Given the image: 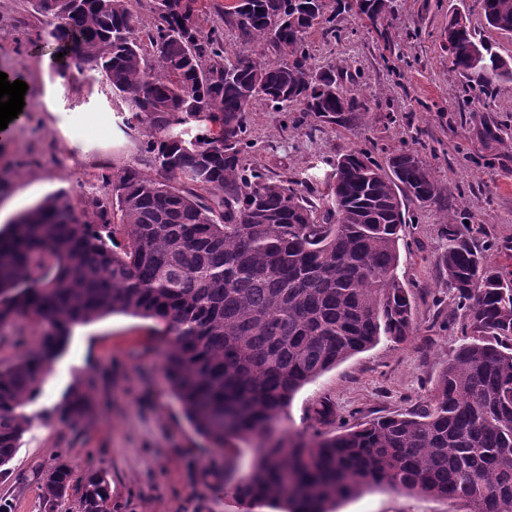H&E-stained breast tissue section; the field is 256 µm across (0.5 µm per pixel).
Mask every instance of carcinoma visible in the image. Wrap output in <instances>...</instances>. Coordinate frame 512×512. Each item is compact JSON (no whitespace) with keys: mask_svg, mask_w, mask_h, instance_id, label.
Returning a JSON list of instances; mask_svg holds the SVG:
<instances>
[{"mask_svg":"<svg viewBox=\"0 0 512 512\" xmlns=\"http://www.w3.org/2000/svg\"><path fill=\"white\" fill-rule=\"evenodd\" d=\"M45 35L112 89L123 129L142 133L143 162L128 164L83 219L59 191L0 229V325L45 324L38 350L0 368V475L10 472L33 422L25 408L76 324L108 314L152 319L165 344L161 372L185 419L218 448L260 438L304 385L385 337L414 331L413 294L399 278L409 203L439 197L419 153L381 164L362 148L338 155L324 207L299 182L243 158L249 112L261 99L339 127L371 106L308 64V38L338 36L327 0H234L226 12L241 49L200 26L198 0H32ZM486 25L512 33V0H480ZM343 10L388 32L397 0H343ZM451 71L490 95L512 66L471 26L448 22ZM264 40L275 59L253 56ZM216 126L191 134L194 126ZM119 219L123 245L107 231ZM440 267L464 310L463 340L425 408L332 437L261 448L250 475L226 489L271 512H335L363 487L387 486L459 501L465 512H512V278L487 265L455 224ZM91 381L55 407L62 423L91 411ZM48 512L77 492L78 512H111L106 473L74 477L60 459L44 476Z\"/></svg>","mask_w":512,"mask_h":512,"instance_id":"cac0c4a2","label":"carcinoma"}]
</instances>
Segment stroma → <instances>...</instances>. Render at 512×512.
Wrapping results in <instances>:
<instances>
[{"label":"stroma","mask_w":512,"mask_h":512,"mask_svg":"<svg viewBox=\"0 0 512 512\" xmlns=\"http://www.w3.org/2000/svg\"><path fill=\"white\" fill-rule=\"evenodd\" d=\"M457 11L512 64V35L486 27L479 0H398L391 39L347 11L336 18L339 37L309 39L311 65L345 71V85L371 103L365 124L341 128L253 104L246 164L277 179L312 174L308 196L322 192L333 161L351 148L374 150L379 159L418 151L441 189L437 201L411 206L414 221L403 229L398 275L415 297L414 333L399 343L380 341L302 387L274 437L333 435L429 403L462 336V315L439 266L443 225L467 224L477 247L491 246L493 265L512 273V80L485 99L450 71L444 42ZM45 26L30 0H0V72L28 86L24 112L0 133V227L61 190L83 205L103 176L140 154L143 137L120 130L119 103L108 87L75 71L60 77ZM44 330L29 318L0 327V367L34 349ZM162 349L150 319L109 315L73 326L26 408L34 421L11 472L0 476V499L11 512H45L43 476L61 457L76 472L106 473L112 512H243L224 487L247 477L261 442L231 438L218 451L197 434L162 378ZM78 379L92 380L94 408L81 423H61L55 407ZM325 405L332 414L324 421L318 412ZM337 512L463 508L368 486Z\"/></svg>","instance_id":"35a3bbf8"}]
</instances>
